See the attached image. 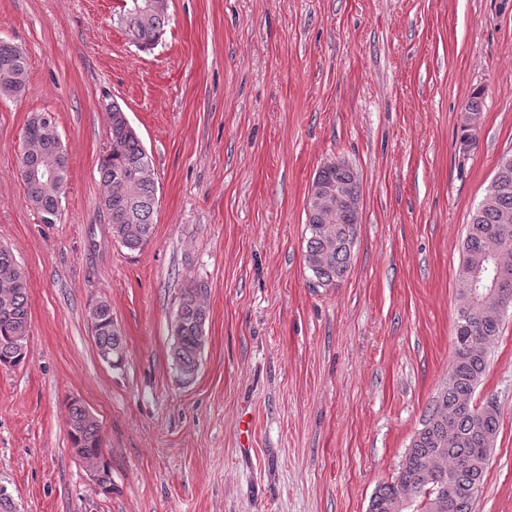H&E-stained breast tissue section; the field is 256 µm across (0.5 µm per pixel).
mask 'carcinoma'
Segmentation results:
<instances>
[{
    "instance_id": "1",
    "label": "carcinoma",
    "mask_w": 512,
    "mask_h": 512,
    "mask_svg": "<svg viewBox=\"0 0 512 512\" xmlns=\"http://www.w3.org/2000/svg\"><path fill=\"white\" fill-rule=\"evenodd\" d=\"M148 0H123L116 13L133 45L151 50L169 21V0L138 13L134 4ZM29 70L24 49L0 40V98H18L26 90ZM110 116V149L99 162L104 187L98 209L112 227V235L130 250L141 249L151 238L158 204V188L151 161L126 112L117 102L105 106ZM24 137L36 142L42 159L58 168L62 185L38 187L29 182L28 168L36 160L20 157L18 172L28 203L40 218L61 209L68 183L67 156L58 131L51 130L37 112L28 120ZM360 195L356 170L347 162H329L316 173L310 192L336 188ZM360 210L340 209L335 216L320 206L306 208V264L314 284L334 288L348 276L356 241ZM512 266V165L497 163L486 193L466 225L463 258L456 277L457 313L453 336V362L448 379L432 398L422 427L412 437L391 482L373 494L369 512H474L501 419L498 404L473 403L488 366L490 345L500 336L504 317L500 308H512V282L500 288L488 281L473 283L474 273L486 274L496 264ZM10 283L0 298V366L16 367L26 356L29 336L27 276L7 247H0V283ZM203 289L189 284L182 289L174 323L171 356L180 379L187 383L198 370L204 346L206 309ZM93 332L99 356L120 368L125 358L123 336L112 320L111 307L100 303L92 311ZM69 436L75 453L92 465L97 487L112 493V472L102 457L100 425L81 404L69 407Z\"/></svg>"
}]
</instances>
